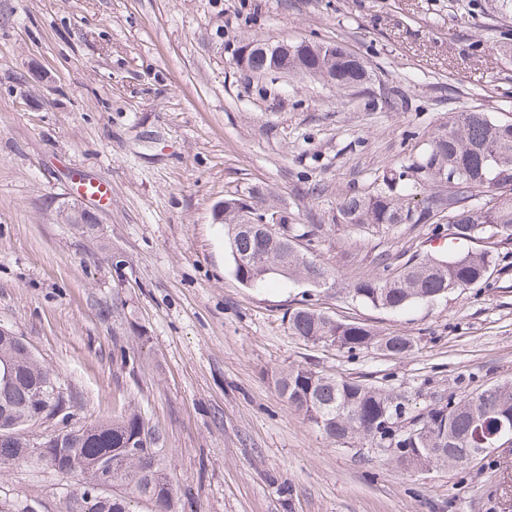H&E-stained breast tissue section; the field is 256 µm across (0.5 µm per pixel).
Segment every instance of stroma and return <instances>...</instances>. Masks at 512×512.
<instances>
[{
  "label": "stroma",
  "mask_w": 512,
  "mask_h": 512,
  "mask_svg": "<svg viewBox=\"0 0 512 512\" xmlns=\"http://www.w3.org/2000/svg\"><path fill=\"white\" fill-rule=\"evenodd\" d=\"M335 42L364 89L258 77L245 43ZM470 109L512 117V12L501 0H0V326L59 374L75 421L128 409L158 430L176 512H512V446L481 463L396 467L327 440L277 391L292 364L381 385L425 412L512 380V243L487 283L393 313L348 282L433 252L430 224L337 223L343 199L409 165ZM106 179L100 234L62 223L74 174ZM267 188L318 224L332 287L235 276L212 207ZM415 340L406 356L307 344L290 310ZM73 481L30 464L0 474V512H64Z\"/></svg>",
  "instance_id": "35a3bbf8"
}]
</instances>
